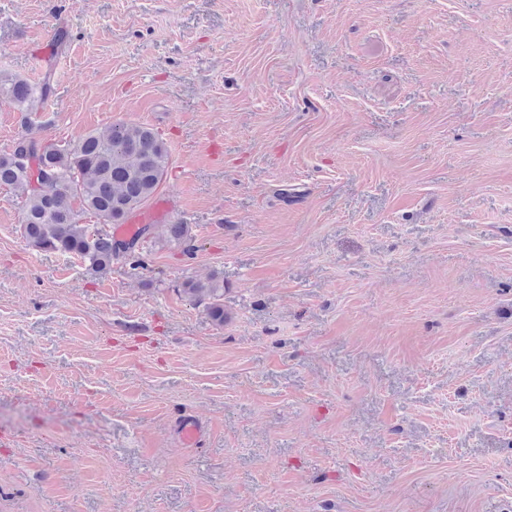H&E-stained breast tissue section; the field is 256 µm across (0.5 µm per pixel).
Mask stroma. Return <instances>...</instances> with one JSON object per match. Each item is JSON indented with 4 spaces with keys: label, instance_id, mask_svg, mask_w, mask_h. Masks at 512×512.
<instances>
[{
    "label": "stroma",
    "instance_id": "stroma-1",
    "mask_svg": "<svg viewBox=\"0 0 512 512\" xmlns=\"http://www.w3.org/2000/svg\"><path fill=\"white\" fill-rule=\"evenodd\" d=\"M49 68L0 153L152 127L192 239L95 276L0 187V512H512V0H0ZM182 291L195 305H203L214 325L224 326V286L217 281L216 274L207 281L186 279ZM174 432L181 447L198 448L207 434V428L196 416L183 414L177 419Z\"/></svg>",
    "mask_w": 512,
    "mask_h": 512
}]
</instances>
